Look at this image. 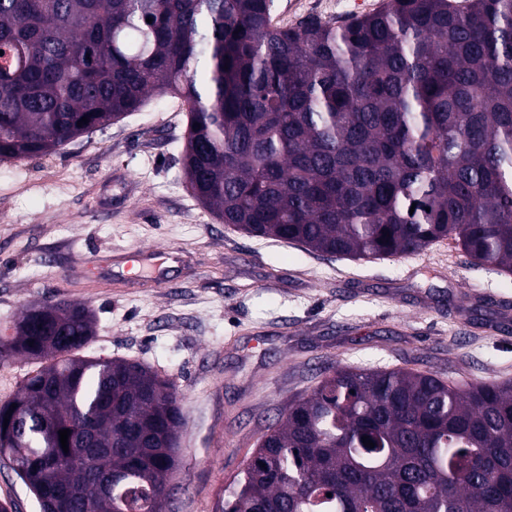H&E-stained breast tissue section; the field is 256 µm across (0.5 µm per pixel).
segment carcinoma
Masks as SVG:
<instances>
[{
	"instance_id": "1",
	"label": "carcinoma",
	"mask_w": 512,
	"mask_h": 512,
	"mask_svg": "<svg viewBox=\"0 0 512 512\" xmlns=\"http://www.w3.org/2000/svg\"><path fill=\"white\" fill-rule=\"evenodd\" d=\"M271 2L0 0V160L171 95L184 176L231 228L366 261L448 238L511 275L512 0H385L289 28ZM95 326L58 300L0 339V358L39 363L0 404V458L44 512H167L175 386L82 355ZM220 512H512V382L332 368L266 428Z\"/></svg>"
}]
</instances>
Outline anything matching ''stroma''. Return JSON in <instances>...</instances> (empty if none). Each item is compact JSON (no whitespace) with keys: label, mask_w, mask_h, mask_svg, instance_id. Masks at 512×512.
I'll list each match as a JSON object with an SVG mask.
<instances>
[{"label":"stroma","mask_w":512,"mask_h":512,"mask_svg":"<svg viewBox=\"0 0 512 512\" xmlns=\"http://www.w3.org/2000/svg\"><path fill=\"white\" fill-rule=\"evenodd\" d=\"M354 0H275L295 26ZM188 114L151 100L57 152L0 161V330L53 300L96 316L91 356L147 364L184 412L172 512H215L266 427L332 367L512 381V276L453 240L375 262L222 224L182 167ZM143 272L124 278L128 252ZM164 265L175 285L151 286ZM78 267L85 282L65 273Z\"/></svg>","instance_id":"1"}]
</instances>
